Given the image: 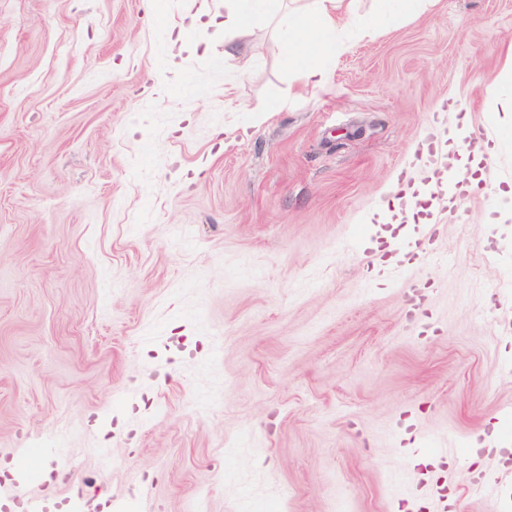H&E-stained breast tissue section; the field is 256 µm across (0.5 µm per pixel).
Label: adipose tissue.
Masks as SVG:
<instances>
[{
  "instance_id": "1",
  "label": "adipose tissue",
  "mask_w": 512,
  "mask_h": 512,
  "mask_svg": "<svg viewBox=\"0 0 512 512\" xmlns=\"http://www.w3.org/2000/svg\"><path fill=\"white\" fill-rule=\"evenodd\" d=\"M357 0H310L302 8H292L287 0H224L225 32L244 31L253 16L276 18L279 27L288 32L287 39L278 41L280 51H288L290 41L300 42L298 51L302 65L294 80L302 91L326 87L331 73L324 57L335 53L336 40L341 31L351 27L369 36L377 32L379 24L374 15L360 12Z\"/></svg>"
}]
</instances>
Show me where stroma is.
<instances>
[{"label":"stroma","instance_id":"stroma-1","mask_svg":"<svg viewBox=\"0 0 512 512\" xmlns=\"http://www.w3.org/2000/svg\"><path fill=\"white\" fill-rule=\"evenodd\" d=\"M323 91L276 23L224 55V0H0V466L47 512H512L490 446L512 406V213L502 182L447 212L426 292L379 286L341 242L424 193L428 133L459 161L512 135V0H360ZM493 242L502 256L487 263ZM467 441L424 453L418 437ZM56 457L64 459L65 448L48 447L43 442H38L28 448H19L12 455V467L22 474L27 482H40L43 474L39 463Z\"/></svg>","mask_w":512,"mask_h":512}]
</instances>
